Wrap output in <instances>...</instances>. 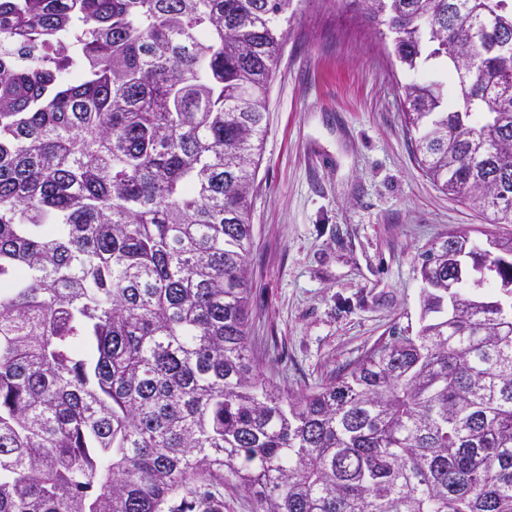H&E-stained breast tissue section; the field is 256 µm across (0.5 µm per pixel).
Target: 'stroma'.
<instances>
[{
    "label": "stroma",
    "instance_id": "35a3bbf8",
    "mask_svg": "<svg viewBox=\"0 0 512 512\" xmlns=\"http://www.w3.org/2000/svg\"><path fill=\"white\" fill-rule=\"evenodd\" d=\"M361 0H302L268 92L250 190L249 346L291 394L348 373L417 324L422 254L448 234L511 238L441 192L417 161L402 87L446 80L394 65L387 26Z\"/></svg>",
    "mask_w": 512,
    "mask_h": 512
}]
</instances>
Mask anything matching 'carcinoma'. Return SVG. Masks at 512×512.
<instances>
[{
  "label": "carcinoma",
  "mask_w": 512,
  "mask_h": 512,
  "mask_svg": "<svg viewBox=\"0 0 512 512\" xmlns=\"http://www.w3.org/2000/svg\"><path fill=\"white\" fill-rule=\"evenodd\" d=\"M301 0H0V512H512V286L291 395L248 354L249 200ZM423 171L512 224V0H363ZM427 18L434 28L425 29ZM221 494V512H255L252 498L244 491L234 490L224 484L218 488Z\"/></svg>",
  "instance_id": "1"
}]
</instances>
